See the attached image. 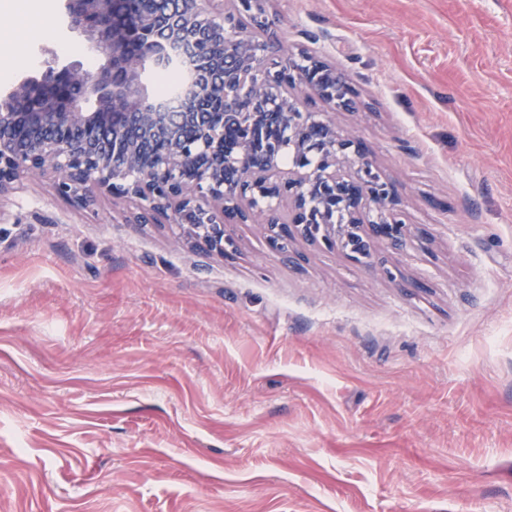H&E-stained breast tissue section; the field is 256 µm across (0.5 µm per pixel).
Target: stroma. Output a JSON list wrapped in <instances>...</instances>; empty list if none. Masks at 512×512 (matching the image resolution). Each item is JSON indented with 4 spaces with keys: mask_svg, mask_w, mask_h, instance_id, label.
<instances>
[{
    "mask_svg": "<svg viewBox=\"0 0 512 512\" xmlns=\"http://www.w3.org/2000/svg\"><path fill=\"white\" fill-rule=\"evenodd\" d=\"M12 2L0 89L85 62L65 0ZM267 11L268 61L302 49L355 89L336 126L412 241L366 267L230 224L223 257L23 178L0 195V512H512V0Z\"/></svg>",
    "mask_w": 512,
    "mask_h": 512,
    "instance_id": "stroma-1",
    "label": "stroma"
}]
</instances>
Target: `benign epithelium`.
Listing matches in <instances>:
<instances>
[{"mask_svg": "<svg viewBox=\"0 0 512 512\" xmlns=\"http://www.w3.org/2000/svg\"><path fill=\"white\" fill-rule=\"evenodd\" d=\"M214 2L174 0L162 36L152 14L130 15L119 0H65L72 29L103 64L48 61L0 92V195L29 174L51 176L77 208L128 202L133 223H174L223 256L237 251L226 225L255 222L282 255L299 238L362 265L376 243L403 249L410 228L393 186L328 113L282 93L299 88L336 111L350 107L351 88L305 54L279 66L286 81L275 82L264 43L241 26L244 16L264 20L266 0ZM172 63L185 89L158 99L144 74ZM285 144L297 163L278 161Z\"/></svg>", "mask_w": 512, "mask_h": 512, "instance_id": "obj_1", "label": "benign epithelium"}]
</instances>
